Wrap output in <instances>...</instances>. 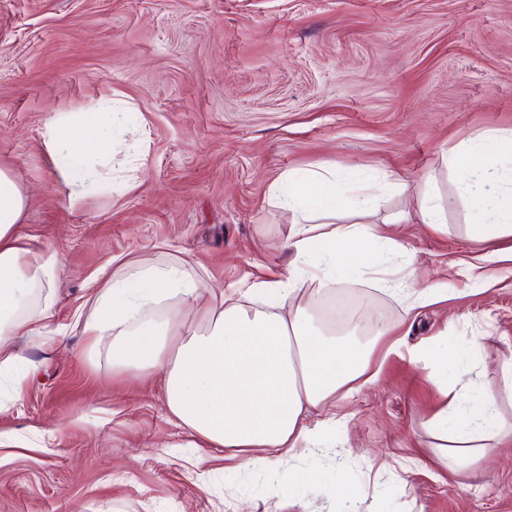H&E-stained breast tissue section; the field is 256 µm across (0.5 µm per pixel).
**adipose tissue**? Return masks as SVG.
Segmentation results:
<instances>
[{
    "label": "adipose tissue",
    "mask_w": 512,
    "mask_h": 512,
    "mask_svg": "<svg viewBox=\"0 0 512 512\" xmlns=\"http://www.w3.org/2000/svg\"><path fill=\"white\" fill-rule=\"evenodd\" d=\"M117 120L112 111L53 119L44 138L49 158H85L91 126L99 130L98 149H111ZM448 160L466 174L459 190L474 214L475 232L490 243L512 236V131L486 132ZM27 202L15 177L0 170V354L16 337L54 336L50 314L27 305L32 289L52 283L56 265L55 253L25 242L18 233ZM278 203L293 216L286 242L293 259L276 279L254 284L250 291L271 303L288 299V311L247 310L221 293L203 298L177 268L139 259L95 289L96 312L83 324L92 340L116 335L118 365L165 367L168 411L208 446L232 451L241 464L265 467L277 480L282 477L279 458L296 455L308 443L335 442L341 422L312 424L309 414L326 408L356 379L376 383L379 376L369 373L368 364L396 328L380 319L365 338L359 320L352 318L338 335L302 302L307 285L326 290L347 276L363 274L374 245L382 240L370 224H340L324 231L310 223V212L335 209L334 177L325 171L291 177ZM172 293L185 303L203 305L207 326L197 329L147 313L148 304ZM411 357L442 390L456 386L466 373L463 363L449 359L444 336L416 347ZM502 391L512 394V369L505 370L501 391L484 393L479 409L468 411L452 402L436 414V427L452 444L449 473L463 465L464 448L496 431L493 407Z\"/></svg>",
    "instance_id": "ef3b65f1"
}]
</instances>
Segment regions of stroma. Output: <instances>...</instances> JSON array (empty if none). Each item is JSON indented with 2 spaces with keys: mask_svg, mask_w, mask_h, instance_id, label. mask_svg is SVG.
<instances>
[{
  "mask_svg": "<svg viewBox=\"0 0 512 512\" xmlns=\"http://www.w3.org/2000/svg\"><path fill=\"white\" fill-rule=\"evenodd\" d=\"M114 101L108 177L70 202L72 168L52 161V117ZM512 131V0H0V169L29 193L19 231L58 254L38 289L60 336L14 343L26 382L0 369V512H512V397L502 432L449 476L432 421L447 399L410 359L440 333L470 360L469 399L499 387L512 363V259L488 260L457 187L451 149ZM327 170L336 221L353 223L350 176L372 180L370 217L401 250L376 256L309 306L328 321L404 322L398 350L378 347L376 384L337 397L318 420L345 418L338 443L292 469L290 489L240 466L166 407V372L117 366L112 339H91L89 285L148 258L181 264L201 291L245 307L251 285L286 266L291 216L273 190L288 174ZM424 192L446 202L440 228L415 221ZM415 269L447 300L412 308L383 268Z\"/></svg>",
  "mask_w": 512,
  "mask_h": 512,
  "instance_id": "stroma-1",
  "label": "stroma"
}]
</instances>
